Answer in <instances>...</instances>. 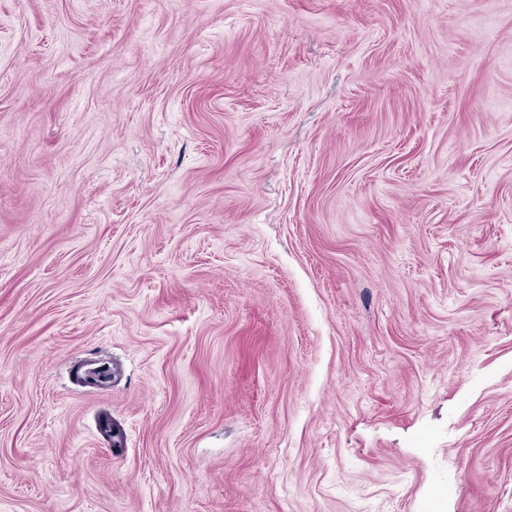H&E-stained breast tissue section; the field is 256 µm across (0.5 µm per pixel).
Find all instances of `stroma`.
<instances>
[{
    "label": "stroma",
    "instance_id": "obj_1",
    "mask_svg": "<svg viewBox=\"0 0 512 512\" xmlns=\"http://www.w3.org/2000/svg\"><path fill=\"white\" fill-rule=\"evenodd\" d=\"M0 512H512V0H0Z\"/></svg>",
    "mask_w": 512,
    "mask_h": 512
}]
</instances>
